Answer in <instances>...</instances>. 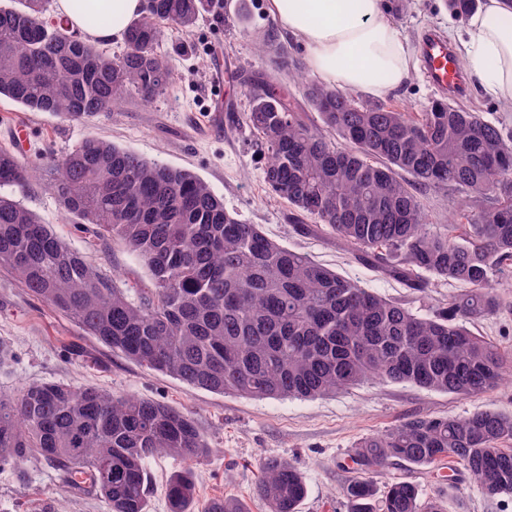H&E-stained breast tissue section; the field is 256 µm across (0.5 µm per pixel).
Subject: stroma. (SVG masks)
Here are the masks:
<instances>
[{"label": "stroma", "instance_id": "1", "mask_svg": "<svg viewBox=\"0 0 512 512\" xmlns=\"http://www.w3.org/2000/svg\"><path fill=\"white\" fill-rule=\"evenodd\" d=\"M386 4L392 21L412 44L426 30L457 35L465 25L445 0H386ZM277 26L266 0H217L190 34L164 30L157 50L170 57L175 80L152 103L132 96L111 114L82 124L30 112L2 99L0 146L13 145L14 129L22 123L28 128L23 156L34 163L41 154L61 156L85 137L96 136L146 160L189 170L223 197L227 209L260 225L270 239L419 315H432L461 293L462 285L433 278L418 290L382 276L355 261L335 238L299 233L288 221L287 203L267 190L261 148L241 119L250 77L271 71L269 57L258 53L256 44ZM218 71L226 79L216 95L212 81ZM437 97L416 65L405 86L382 102L419 113ZM20 199L90 265L114 277L119 287H150L149 273L138 256L120 240L101 242L70 224L50 188L32 184ZM420 199L428 223L451 224L466 197L456 190L431 187L421 190ZM470 328L512 354V288L500 289L497 310L474 320ZM42 382L91 385L190 414L208 447L195 467L194 512H206L213 499L224 496L239 500L246 512H269L256 488L258 465L266 458L290 461L301 472L307 495L298 512H346L342 488L352 476L350 456L362 438L416 416L464 418L482 410L512 414V381L507 380L477 396L375 380L315 399H259L197 389L103 346L32 296L12 273L0 269V391L15 393ZM183 468L182 461L167 456L146 462V512H170L165 488ZM372 479L380 490L394 481L414 483L423 497L440 499L446 512H512V495L486 497L469 472L451 459L437 468L395 460L373 473ZM0 512L108 509L95 494L63 487L48 462L32 457L18 467L0 468Z\"/></svg>", "mask_w": 512, "mask_h": 512}]
</instances>
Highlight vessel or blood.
Listing matches in <instances>:
<instances>
[{
    "label": "vessel or blood",
    "mask_w": 512,
    "mask_h": 512,
    "mask_svg": "<svg viewBox=\"0 0 512 512\" xmlns=\"http://www.w3.org/2000/svg\"><path fill=\"white\" fill-rule=\"evenodd\" d=\"M422 71L428 84L438 93L457 98L468 90L455 52L448 42L434 33H425L418 46Z\"/></svg>",
    "instance_id": "b4317fda"
}]
</instances>
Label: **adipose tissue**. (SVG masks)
<instances>
[{
  "label": "adipose tissue",
  "instance_id": "1",
  "mask_svg": "<svg viewBox=\"0 0 512 512\" xmlns=\"http://www.w3.org/2000/svg\"><path fill=\"white\" fill-rule=\"evenodd\" d=\"M111 11L96 40L123 39L142 0H90ZM286 34L298 38L320 83L381 96L402 87L411 73L408 41L388 15L385 0H268ZM462 63L485 93L512 106V0H482L466 22Z\"/></svg>",
  "mask_w": 512,
  "mask_h": 512
}]
</instances>
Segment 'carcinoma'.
<instances>
[{
  "label": "carcinoma",
  "instance_id": "obj_1",
  "mask_svg": "<svg viewBox=\"0 0 512 512\" xmlns=\"http://www.w3.org/2000/svg\"><path fill=\"white\" fill-rule=\"evenodd\" d=\"M10 2L0 5V97L86 123L132 93L163 94L174 70L156 49L161 33L191 32L214 0H143L118 55L54 17L50 0ZM260 49L288 81L303 77L274 35ZM251 85L245 124L264 152L263 180L299 232L333 235L410 288L428 287L424 272L466 290L420 317L271 240L194 173L93 136L38 164L0 148V268L127 359L209 392L316 398L377 379L480 395L512 378V357L466 328L496 309L499 275L512 268V136L446 100L414 116L318 82H298L302 102L271 76ZM37 179L70 223L135 253L152 287H118L41 223L14 197ZM441 186L486 205L463 209V224H428L418 190ZM206 453L193 419L159 402L51 382L0 392V467L40 456L64 485L88 482L108 512H146L149 458L191 465ZM450 457L484 495L512 494V414L417 417L363 439L343 488L348 512H446L406 481L380 494L370 474L392 459ZM259 470L269 512H296L306 485L295 466L266 459ZM195 495L188 468L168 484L171 512H192ZM207 512L245 510L226 497Z\"/></svg>",
  "mask_w": 512,
  "mask_h": 512
}]
</instances>
